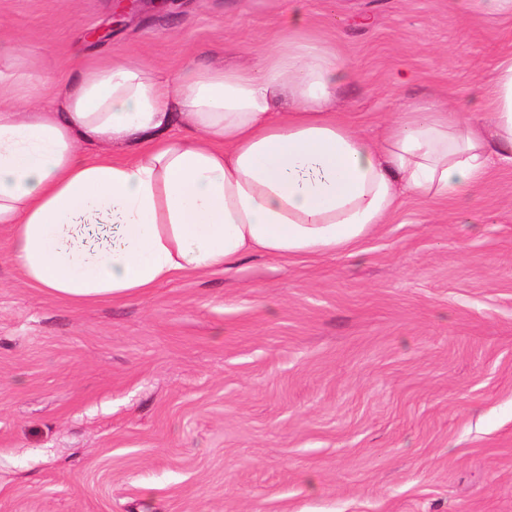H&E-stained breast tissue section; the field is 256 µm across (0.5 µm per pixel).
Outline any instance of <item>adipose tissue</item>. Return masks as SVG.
Returning a JSON list of instances; mask_svg holds the SVG:
<instances>
[{"instance_id": "ef3b65f1", "label": "adipose tissue", "mask_w": 512, "mask_h": 512, "mask_svg": "<svg viewBox=\"0 0 512 512\" xmlns=\"http://www.w3.org/2000/svg\"><path fill=\"white\" fill-rule=\"evenodd\" d=\"M346 75L336 49L292 42L251 66L185 67L174 89L120 57L83 63L44 105L0 87V227L25 283L94 303L251 255L346 252L403 194L445 200L512 165V54L481 111L405 106L377 140L334 110Z\"/></svg>"}]
</instances>
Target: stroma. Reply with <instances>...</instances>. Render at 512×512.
<instances>
[{"label":"stroma","instance_id":"1","mask_svg":"<svg viewBox=\"0 0 512 512\" xmlns=\"http://www.w3.org/2000/svg\"><path fill=\"white\" fill-rule=\"evenodd\" d=\"M473 2L0 0V76L250 65L296 5L376 138L402 105L477 108L512 14ZM0 512H512V167L403 195L350 255L83 306L26 286L0 228Z\"/></svg>","mask_w":512,"mask_h":512}]
</instances>
